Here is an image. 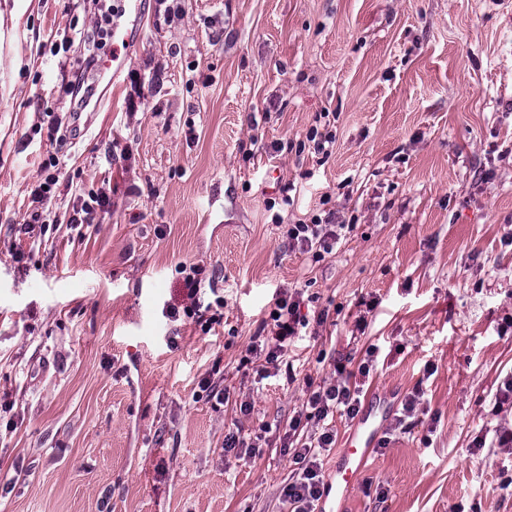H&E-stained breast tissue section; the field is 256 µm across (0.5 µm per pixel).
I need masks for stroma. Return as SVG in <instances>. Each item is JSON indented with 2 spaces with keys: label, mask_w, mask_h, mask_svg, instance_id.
<instances>
[{
  "label": "stroma",
  "mask_w": 512,
  "mask_h": 512,
  "mask_svg": "<svg viewBox=\"0 0 512 512\" xmlns=\"http://www.w3.org/2000/svg\"><path fill=\"white\" fill-rule=\"evenodd\" d=\"M144 4L142 37L110 46L116 81L84 74L102 110L58 145L98 7L0 0V512H287L306 380L372 344L360 415H335L320 455L330 484L364 417L389 440L344 512H512L495 441L512 427L495 400L512 376V0ZM324 113L325 159L297 148ZM51 155L49 227L16 234ZM91 190L110 207L70 223ZM328 212L351 227L332 254L288 247L282 224ZM185 264L203 269L191 299ZM294 288L329 317L290 343L291 375L259 379L250 338ZM235 431L254 454L225 452Z\"/></svg>",
  "instance_id": "35a3bbf8"
}]
</instances>
